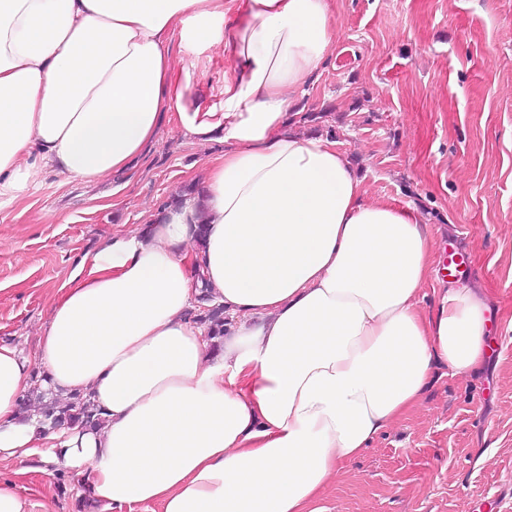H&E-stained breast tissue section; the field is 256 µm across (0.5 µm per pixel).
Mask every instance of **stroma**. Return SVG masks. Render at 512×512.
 <instances>
[{
    "label": "stroma",
    "instance_id": "1",
    "mask_svg": "<svg viewBox=\"0 0 512 512\" xmlns=\"http://www.w3.org/2000/svg\"><path fill=\"white\" fill-rule=\"evenodd\" d=\"M336 41L298 112L299 135L343 142L370 198L416 207L439 264L488 301L478 371L436 376L320 502L324 512H512V0H331ZM220 145L162 130L106 187L46 171L0 214V341L34 353L79 259L202 181ZM0 477L49 512H83L61 467Z\"/></svg>",
    "mask_w": 512,
    "mask_h": 512
}]
</instances>
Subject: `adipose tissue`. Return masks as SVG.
Here are the masks:
<instances>
[{
	"label": "adipose tissue",
	"mask_w": 512,
	"mask_h": 512,
	"mask_svg": "<svg viewBox=\"0 0 512 512\" xmlns=\"http://www.w3.org/2000/svg\"><path fill=\"white\" fill-rule=\"evenodd\" d=\"M335 40L329 0H0V213L49 170L124 172L165 123L225 145L199 194L74 269L34 357L0 344V464L63 466L106 512H322L435 367L482 363L488 304L440 277L422 214L369 199L339 141L291 130ZM203 283L231 320L217 347L188 316ZM38 385L87 394L101 425L20 418Z\"/></svg>",
	"instance_id": "ef3b65f1"
}]
</instances>
